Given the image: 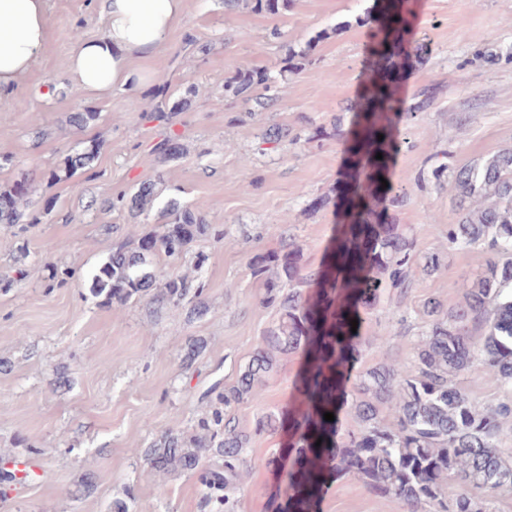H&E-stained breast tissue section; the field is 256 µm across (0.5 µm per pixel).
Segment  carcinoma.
<instances>
[{"instance_id":"obj_1","label":"carcinoma","mask_w":512,"mask_h":512,"mask_svg":"<svg viewBox=\"0 0 512 512\" xmlns=\"http://www.w3.org/2000/svg\"><path fill=\"white\" fill-rule=\"evenodd\" d=\"M291 2L254 0V9L278 14ZM412 4L374 0L365 15L374 42L358 101L361 120L347 130L335 124L329 133L316 132L348 144V172L338 204L341 220L332 249L315 271L307 270L301 246L287 238L279 251L253 258L251 273L264 286L261 304L277 308V319L264 329L235 383H215L206 391L208 410L192 433L165 432L144 449L145 461L155 472L196 475L211 512H235L238 483L249 466L250 438L234 423V408L266 385L283 357L298 351L304 366L298 394L288 407V482L285 494L274 501V512H317L322 491L336 472L358 477L377 496L404 501L408 512H486L487 497L512 489V451L499 446L503 426L512 422V400L481 408L455 383L459 375L471 373L512 390L511 148L455 174L461 217L450 225L448 243L483 246L494 258L481 274L459 282L461 301L456 306L447 308L437 299L423 305L425 332L414 350L415 374H403L393 361L363 372L352 401L356 429L344 440H338L339 420H324V413L341 410L344 382L362 345L350 321H362V313L375 309L389 289L405 285L415 271L431 275L445 265L439 253L419 257L414 232L387 217L388 205L399 198L390 176V162L398 151L393 129L402 120L416 119L437 94L436 88L424 86L414 107H396L409 60L419 59L423 49L411 37ZM258 84L267 92L265 99L255 98L262 107L273 99L264 75L248 70L227 80L224 91L248 101ZM169 98L167 84L160 83L151 114L162 117L174 111ZM97 119L98 113L84 109L72 113L68 123L82 131ZM261 139L276 148L298 141L279 125L263 130ZM100 148V141L91 140L44 176L55 182L70 180L90 167ZM157 151L163 161H173L184 146L167 139ZM31 181L25 173L0 186V224H18L26 217L31 224L40 223V217L27 213ZM155 200L154 183L119 196L134 224ZM165 211L170 221L141 235L134 247L117 244L92 277L91 292L102 304L119 309L147 298L160 306L187 302L197 317L207 312L205 285L190 291L188 278L173 274L170 267L186 257L196 240L224 232L175 199ZM160 255L163 266L153 264ZM205 348L204 340H190L183 367L190 368ZM382 406L396 426L381 417ZM450 480L457 486L453 495L448 494Z\"/></svg>"}]
</instances>
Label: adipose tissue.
I'll return each mask as SVG.
<instances>
[{"label": "adipose tissue", "mask_w": 512, "mask_h": 512, "mask_svg": "<svg viewBox=\"0 0 512 512\" xmlns=\"http://www.w3.org/2000/svg\"><path fill=\"white\" fill-rule=\"evenodd\" d=\"M48 0H0V95L14 90L49 41ZM102 35L77 42L64 78L85 95L143 91L149 61L187 16L190 0H97Z\"/></svg>", "instance_id": "ef3b65f1"}]
</instances>
